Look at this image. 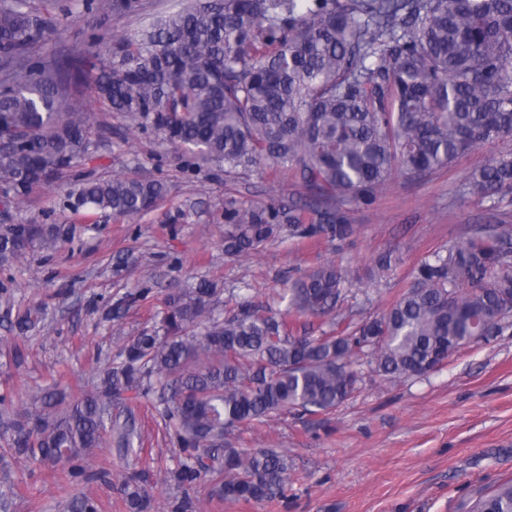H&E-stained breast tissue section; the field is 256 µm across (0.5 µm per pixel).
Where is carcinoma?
<instances>
[{
  "instance_id": "obj_1",
  "label": "carcinoma",
  "mask_w": 512,
  "mask_h": 512,
  "mask_svg": "<svg viewBox=\"0 0 512 512\" xmlns=\"http://www.w3.org/2000/svg\"><path fill=\"white\" fill-rule=\"evenodd\" d=\"M29 0H0V187L20 202L35 185L73 168L104 139L83 100L92 92L133 125H151L175 151L233 172L291 171L323 204L305 224L295 206L224 204V253L247 258L288 233L344 241V215L377 196L397 171L414 178L472 148L512 137V0H192L137 35H95L97 52L62 63L33 49L54 30ZM160 180L115 175L80 182L74 206L135 217L164 198ZM512 194V150L489 158L460 195ZM54 225L0 233V261L37 243L54 248ZM401 263L380 253L382 278ZM349 267L325 262L288 289L275 310L249 297L210 309L202 281L168 302L161 325L118 346L91 388L65 399L37 387L0 439L22 459L84 474L109 439L129 449L132 424L112 405L156 397L181 460L167 473L208 497L257 503L288 496L293 468L266 448H234L226 435L288 414L331 412L365 372L396 378L436 369L445 354L512 327V224L480 226L461 244L421 261L414 280L380 315L340 314L353 291ZM146 476H122L128 512H151ZM185 496L171 512H200ZM71 512H99L80 496ZM472 512H512V481Z\"/></svg>"
}]
</instances>
